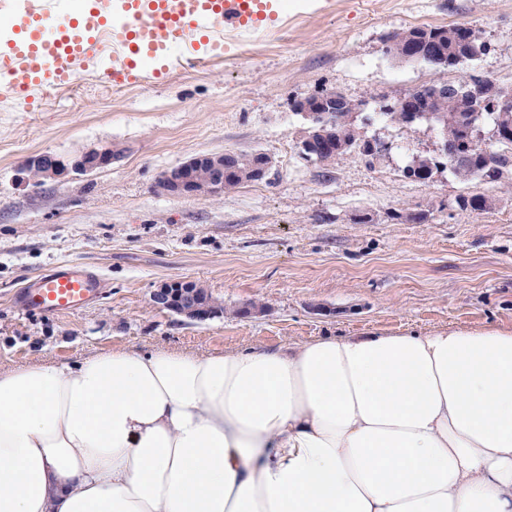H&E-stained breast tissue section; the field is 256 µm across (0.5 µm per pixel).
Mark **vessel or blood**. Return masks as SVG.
Returning a JSON list of instances; mask_svg holds the SVG:
<instances>
[{
	"mask_svg": "<svg viewBox=\"0 0 512 512\" xmlns=\"http://www.w3.org/2000/svg\"><path fill=\"white\" fill-rule=\"evenodd\" d=\"M272 0H99L96 8L66 12L60 0H0L21 38L0 51V96L44 95L97 61L112 60L113 82L148 80L144 60L184 66L200 42L213 47L265 31ZM101 282L87 266L62 262L19 294L22 310L70 314L93 301Z\"/></svg>",
	"mask_w": 512,
	"mask_h": 512,
	"instance_id": "vessel-or-blood-1",
	"label": "vessel or blood"
}]
</instances>
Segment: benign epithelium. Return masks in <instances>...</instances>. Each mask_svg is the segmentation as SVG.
<instances>
[{
    "label": "benign epithelium",
    "instance_id": "obj_1",
    "mask_svg": "<svg viewBox=\"0 0 512 512\" xmlns=\"http://www.w3.org/2000/svg\"><path fill=\"white\" fill-rule=\"evenodd\" d=\"M432 96L436 100L449 95H473L480 97L483 108L496 105L512 98V93L498 84L491 82L476 92L468 88V81L459 80L449 83L439 79L429 85ZM321 99L305 98L296 104V111L302 113L305 124L298 137V142L313 143L315 135L322 133L325 125L320 113ZM497 142V137L485 138L482 124L473 122L467 129L466 137L454 144L453 147L441 145L443 152H451V158L456 164L468 161L470 151L477 145L484 148L487 154H492L490 144ZM120 156V150L110 145L81 152L71 158L63 159L51 153H39L30 156L24 165L23 172L26 177L38 174L44 183L60 181L73 174H86L104 170L112 166ZM207 166L211 170V177L202 180L198 171ZM162 189L170 195L180 197H215L224 191V154L208 153L193 156L180 165L164 172L160 180ZM199 285L190 280H168L160 283L151 293L153 305L160 309L172 312L177 316L190 321H205L213 316V304L197 298L196 291Z\"/></svg>",
    "mask_w": 512,
    "mask_h": 512
}]
</instances>
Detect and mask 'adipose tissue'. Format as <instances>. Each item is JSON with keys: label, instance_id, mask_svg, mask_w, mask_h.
Returning a JSON list of instances; mask_svg holds the SVG:
<instances>
[{"label": "adipose tissue", "instance_id": "adipose-tissue-1", "mask_svg": "<svg viewBox=\"0 0 512 512\" xmlns=\"http://www.w3.org/2000/svg\"><path fill=\"white\" fill-rule=\"evenodd\" d=\"M0 512H512V332L0 369Z\"/></svg>", "mask_w": 512, "mask_h": 512}]
</instances>
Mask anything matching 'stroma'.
<instances>
[{
	"label": "stroma",
	"mask_w": 512,
	"mask_h": 512,
	"mask_svg": "<svg viewBox=\"0 0 512 512\" xmlns=\"http://www.w3.org/2000/svg\"><path fill=\"white\" fill-rule=\"evenodd\" d=\"M465 24L485 54L438 74L384 51L393 31ZM512 87V0H288L277 30L205 50L152 82L113 84L96 69L49 95L0 98V366L72 363L112 349L214 353L328 336L456 328L512 331V188L489 180L408 179L438 131L402 128L380 102L445 78ZM365 100L374 161L339 155L329 171L296 148V100L323 90ZM107 144L112 167L33 187L31 155L62 158ZM270 156L266 178L214 198L175 197L161 175L214 152ZM487 199L476 214L459 197ZM426 209L427 221L409 220ZM58 262L94 268L104 286L72 315L20 310L14 296ZM204 284L224 306L188 324L154 308L163 281ZM263 311L244 318L242 304Z\"/></svg>",
	"instance_id": "1"
}]
</instances>
